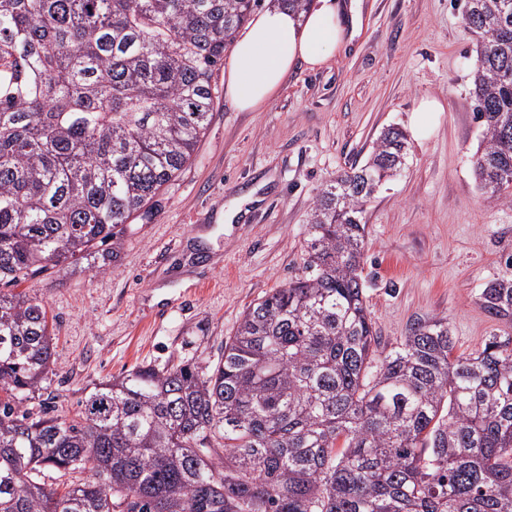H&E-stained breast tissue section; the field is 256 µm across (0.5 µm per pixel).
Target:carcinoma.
I'll use <instances>...</instances> for the list:
<instances>
[{"instance_id": "obj_1", "label": "carcinoma", "mask_w": 512, "mask_h": 512, "mask_svg": "<svg viewBox=\"0 0 512 512\" xmlns=\"http://www.w3.org/2000/svg\"><path fill=\"white\" fill-rule=\"evenodd\" d=\"M261 2L0 0V281L75 261L152 208ZM463 23L474 171L511 203L512 0H466ZM407 155L389 126L323 184L306 274L242 314L210 371L134 368L74 418L51 392L22 408L55 352L43 305L0 293V512H512V336L455 356L435 317L388 345L367 306L363 215ZM480 304L512 325V276Z\"/></svg>"}]
</instances>
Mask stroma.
I'll use <instances>...</instances> for the list:
<instances>
[{"mask_svg":"<svg viewBox=\"0 0 512 512\" xmlns=\"http://www.w3.org/2000/svg\"><path fill=\"white\" fill-rule=\"evenodd\" d=\"M464 0H361L358 36L317 70L296 68L256 112L218 97L192 161L146 216L96 254L0 286L37 298L65 414L138 366L215 364L242 313L299 276L322 184L363 162L383 128L408 134L400 176L367 206L363 277L383 342L444 317L456 353L504 334L478 298L512 273V203L480 191L473 155L476 45ZM443 106L413 132L420 101Z\"/></svg>","mask_w":512,"mask_h":512,"instance_id":"35a3bbf8","label":"stroma"}]
</instances>
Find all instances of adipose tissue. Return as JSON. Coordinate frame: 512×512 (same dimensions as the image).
Instances as JSON below:
<instances>
[{
  "mask_svg": "<svg viewBox=\"0 0 512 512\" xmlns=\"http://www.w3.org/2000/svg\"><path fill=\"white\" fill-rule=\"evenodd\" d=\"M359 0H316L298 16L275 5L258 14L233 43L224 94L243 112L274 98L290 70L323 66L331 50L348 45L361 25Z\"/></svg>",
  "mask_w": 512,
  "mask_h": 512,
  "instance_id": "obj_1",
  "label": "adipose tissue"
}]
</instances>
